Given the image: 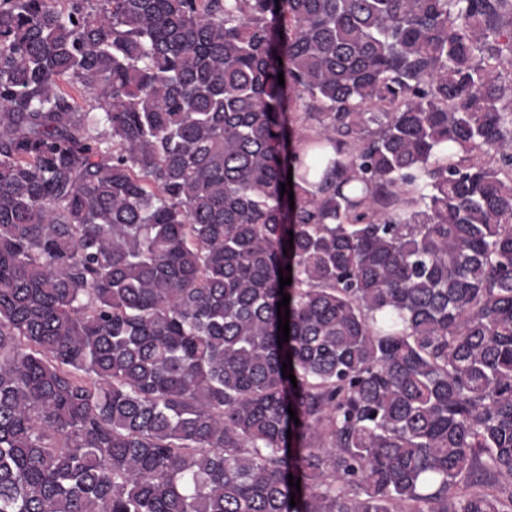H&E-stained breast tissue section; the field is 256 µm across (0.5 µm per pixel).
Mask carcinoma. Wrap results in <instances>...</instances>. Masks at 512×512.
<instances>
[{
	"label": "carcinoma",
	"mask_w": 512,
	"mask_h": 512,
	"mask_svg": "<svg viewBox=\"0 0 512 512\" xmlns=\"http://www.w3.org/2000/svg\"><path fill=\"white\" fill-rule=\"evenodd\" d=\"M509 69L512 0H0V512H512Z\"/></svg>",
	"instance_id": "carcinoma-1"
}]
</instances>
